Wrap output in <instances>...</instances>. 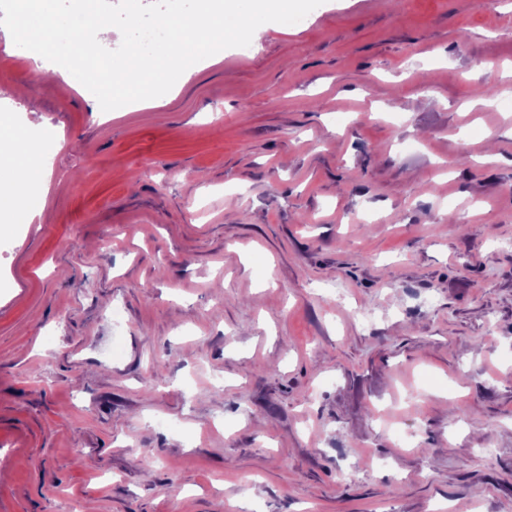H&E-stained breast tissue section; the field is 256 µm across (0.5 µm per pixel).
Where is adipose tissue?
<instances>
[{
    "label": "adipose tissue",
    "instance_id": "adipose-tissue-1",
    "mask_svg": "<svg viewBox=\"0 0 512 512\" xmlns=\"http://www.w3.org/2000/svg\"><path fill=\"white\" fill-rule=\"evenodd\" d=\"M54 140L49 130L35 135L25 126L0 124V180L9 185L0 202L1 224L29 223L43 213L50 181L45 157Z\"/></svg>",
    "mask_w": 512,
    "mask_h": 512
}]
</instances>
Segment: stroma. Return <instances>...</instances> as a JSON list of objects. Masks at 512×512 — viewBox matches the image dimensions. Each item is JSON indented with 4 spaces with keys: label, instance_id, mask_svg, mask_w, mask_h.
I'll list each match as a JSON object with an SVG mask.
<instances>
[{
    "label": "stroma",
    "instance_id": "obj_1",
    "mask_svg": "<svg viewBox=\"0 0 512 512\" xmlns=\"http://www.w3.org/2000/svg\"><path fill=\"white\" fill-rule=\"evenodd\" d=\"M1 120L61 148L0 512H512V0H324L127 112L0 45Z\"/></svg>",
    "mask_w": 512,
    "mask_h": 512
}]
</instances>
